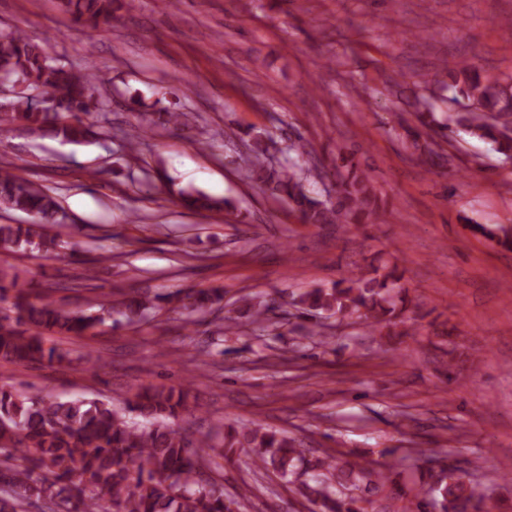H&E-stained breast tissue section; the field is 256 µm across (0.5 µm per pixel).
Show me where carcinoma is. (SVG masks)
<instances>
[{"mask_svg": "<svg viewBox=\"0 0 512 512\" xmlns=\"http://www.w3.org/2000/svg\"><path fill=\"white\" fill-rule=\"evenodd\" d=\"M116 0H60L61 9L72 16L76 30L93 31L114 18ZM0 76L19 83L12 108L0 110V132L16 122L43 135L78 143L91 134L85 117L106 107L95 94L100 74L91 68L55 69L44 43L20 31L0 33ZM450 100L477 105V112H454L440 121L433 112H419L425 129L435 126L456 129L486 141L504 159L512 160V80L481 78L476 66L458 62L449 72ZM241 161L249 177L288 198L307 224H372L379 218L378 197L368 173L356 169L350 156L338 151L334 159L335 200L325 203L308 195L295 166L274 167L267 163L268 143L260 135L245 141ZM181 201L195 210L236 209L233 200H214L201 192H180ZM0 208L19 210L32 222L0 224V253L51 255L64 242L41 234V224H58L65 218L56 198L0 169ZM471 229L498 244L512 248V226ZM396 269L360 273L336 282L332 288H315L295 300L314 318L355 317L371 332L386 331L404 323L405 297L393 293ZM166 294H124L117 301L99 304V313L71 310L43 301H28L9 269H0V303L10 304L11 313L0 309V361L14 364L62 363L70 351L46 345L45 332L82 336L103 325L120 308L128 320L157 307ZM181 302L188 313L210 309L222 301L218 289L185 295ZM245 312L267 329V309L243 299ZM190 386L144 387L122 405L98 398L62 400L49 392L26 393L0 388V471L8 485L0 487V512H28L34 504L44 512H242L248 490L224 491L223 481L212 476L219 460H229L247 449L259 472H271L293 485L311 505V512H367L372 501L365 491L383 489L393 482L363 457L341 459L314 455L278 430L261 425L224 426L218 443L193 440L170 424L179 415L200 411L190 402ZM135 413L144 419L129 418ZM428 480L415 493L416 507L425 506L430 495L442 512H492L484 501L479 483L464 472L448 471L436 480L432 456L421 459Z\"/></svg>", "mask_w": 512, "mask_h": 512, "instance_id": "1", "label": "carcinoma"}]
</instances>
